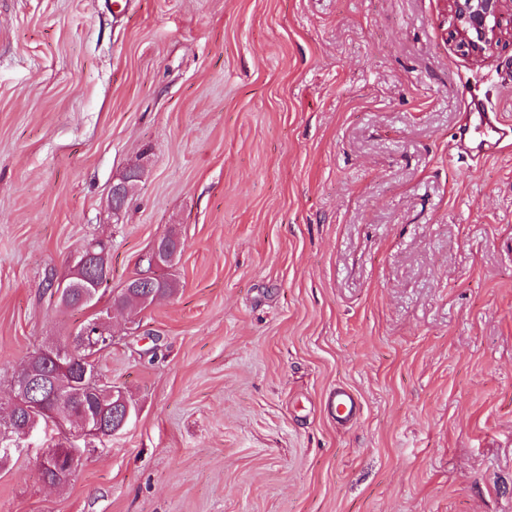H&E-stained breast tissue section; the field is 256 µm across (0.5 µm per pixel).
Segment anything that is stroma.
<instances>
[{"label":"stroma","instance_id":"stroma-1","mask_svg":"<svg viewBox=\"0 0 512 512\" xmlns=\"http://www.w3.org/2000/svg\"><path fill=\"white\" fill-rule=\"evenodd\" d=\"M447 0H0V412L84 321L134 409L55 419L0 467V512H512V40L477 61ZM128 201L111 190L132 169ZM175 292L112 294L155 242ZM108 247L110 292L49 280ZM344 385L361 414L325 403ZM82 460L44 485L48 449ZM469 113L470 124L468 128L459 129L455 136L457 148L466 152L471 158L479 160L480 155L486 154L490 149L495 147L499 142L508 137H512V126H504L498 119L486 112L482 103L471 97L469 100ZM471 123L474 130L481 131L485 138L478 142L470 140Z\"/></svg>","mask_w":512,"mask_h":512}]
</instances>
